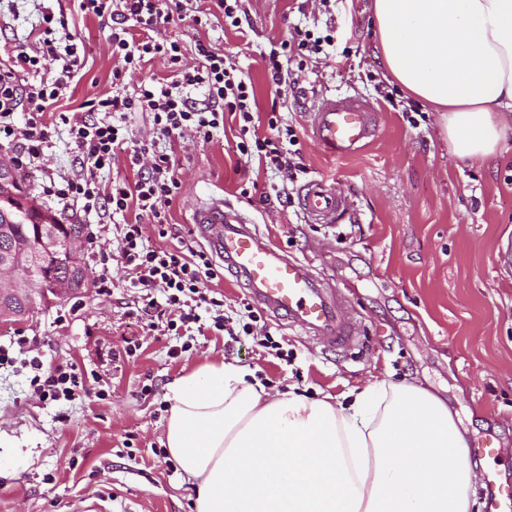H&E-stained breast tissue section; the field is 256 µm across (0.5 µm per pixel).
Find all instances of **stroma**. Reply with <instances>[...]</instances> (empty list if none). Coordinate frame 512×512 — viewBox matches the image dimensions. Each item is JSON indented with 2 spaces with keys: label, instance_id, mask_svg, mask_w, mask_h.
<instances>
[{
  "label": "stroma",
  "instance_id": "obj_1",
  "mask_svg": "<svg viewBox=\"0 0 512 512\" xmlns=\"http://www.w3.org/2000/svg\"><path fill=\"white\" fill-rule=\"evenodd\" d=\"M64 10L70 32L86 47L85 66L53 106L57 131L43 161L25 169L26 186L81 169L62 112L112 90L109 32L82 15L75 0H41ZM240 28L212 20L159 29L179 39L185 66L198 64L196 41L209 43L244 69L261 111L278 104L299 140L305 170L288 186L287 205L263 207L255 186L279 176L251 164L236 172L239 126L226 122L206 145L174 143L179 194L166 230L145 224L153 248L203 249L190 222L196 199L223 195L247 211L289 255L310 263L325 284L342 288L363 344L347 353L326 351L284 322L266 317L274 339L292 351L284 361L246 339L235 343L211 328L186 340L151 324L142 294L130 287L118 262L123 227L107 208L62 216L98 236V256H82L91 283L81 293L36 310L32 319L0 326V344L24 339V356L45 365L70 364L84 387L71 400L46 401L29 391L30 370L0 368V512H69L76 499L104 501L103 512H194L180 469H168L157 451L169 411L168 385L203 361H227L255 372L269 394L296 392L343 397L384 380L416 379L457 412L470 447L492 442L478 473L496 472L512 484V136L493 163L458 160L440 134L439 115L413 99L381 68L376 56L372 0H242ZM38 20L31 0H0V60ZM332 35L327 56L290 66L297 83L276 93L263 55L294 27ZM351 93L380 111L378 138L357 155L320 152L308 126L305 92ZM325 178L355 210L351 224H314L301 207L304 185ZM110 269L113 286L97 282Z\"/></svg>",
  "mask_w": 512,
  "mask_h": 512
}]
</instances>
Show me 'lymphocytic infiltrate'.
I'll return each mask as SVG.
<instances>
[{"instance_id":"1","label":"lymphocytic infiltrate","mask_w":512,"mask_h":512,"mask_svg":"<svg viewBox=\"0 0 512 512\" xmlns=\"http://www.w3.org/2000/svg\"><path fill=\"white\" fill-rule=\"evenodd\" d=\"M79 11L99 19L110 30L112 55L118 64L112 71V92L88 100V113L61 115L68 135L82 159L81 171L70 178L42 181L40 193L45 199L66 205L81 204L84 211L107 205L113 214L133 213V221L124 224L121 265L131 286L144 294L145 309L157 305L155 291H162L165 302L180 307L182 323L198 322L197 308L207 300L205 284L215 278L216 271L204 251L154 249L144 243V223L166 226L168 208L178 194L176 159L169 143L192 138L209 143L223 128L225 115L238 117L242 139L236 145L240 155L256 158L274 173L292 174L298 170L290 150L297 139L293 129L283 128L277 109L267 113L268 134L250 136L249 131L258 111L254 87L243 72L211 46L197 43L202 58L199 67L182 69L181 42L158 40L152 33L174 20H192L194 25L208 24L211 17L222 16L225 24L238 26L240 0H207L194 15H186L182 0H76ZM28 43L16 46L11 61L0 66V141L17 142L22 151L16 162L27 167L40 160L51 141L44 121L55 104L79 75L85 61L63 17L53 11H42L30 32ZM323 50L322 38L310 30L297 28L280 50L270 51L265 58L272 85L283 91L288 87L289 73L280 61L281 52L302 58ZM154 59L163 60L173 76L167 83L140 84L135 94L124 90L128 73ZM40 73L35 84L23 83L24 72ZM204 89L208 103L197 106L191 92ZM25 107L24 125H16L14 114ZM131 112H148L153 116L155 140L132 139L127 125ZM129 167L140 168L135 184L115 181L102 187L99 176L111 170L118 158ZM29 367L35 375L30 384L35 391L52 399L71 397L79 386L75 373L63 366L44 368L39 358H31Z\"/></svg>"}]
</instances>
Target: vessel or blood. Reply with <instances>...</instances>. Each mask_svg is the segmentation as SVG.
<instances>
[{
	"label": "vessel or blood",
	"mask_w": 512,
	"mask_h": 512,
	"mask_svg": "<svg viewBox=\"0 0 512 512\" xmlns=\"http://www.w3.org/2000/svg\"><path fill=\"white\" fill-rule=\"evenodd\" d=\"M309 118L312 139L332 157L355 155L380 133L378 109L355 95L320 94ZM302 209L317 224H337L351 213L349 201L335 186L318 179L306 185ZM191 221L257 305L324 346L350 351L361 344L340 289L326 287L309 264L277 248L246 211L211 197L194 205ZM483 494L487 512H505L493 475L485 476Z\"/></svg>",
	"instance_id": "b4317fda"
}]
</instances>
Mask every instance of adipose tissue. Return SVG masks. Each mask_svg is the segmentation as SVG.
I'll return each mask as SVG.
<instances>
[{"label":"adipose tissue","mask_w":512,"mask_h":512,"mask_svg":"<svg viewBox=\"0 0 512 512\" xmlns=\"http://www.w3.org/2000/svg\"><path fill=\"white\" fill-rule=\"evenodd\" d=\"M385 70L487 161L512 111V0H374ZM164 446L196 512H472L478 475L447 403L383 381L333 403L207 361L169 386Z\"/></svg>","instance_id":"adipose-tissue-1"}]
</instances>
